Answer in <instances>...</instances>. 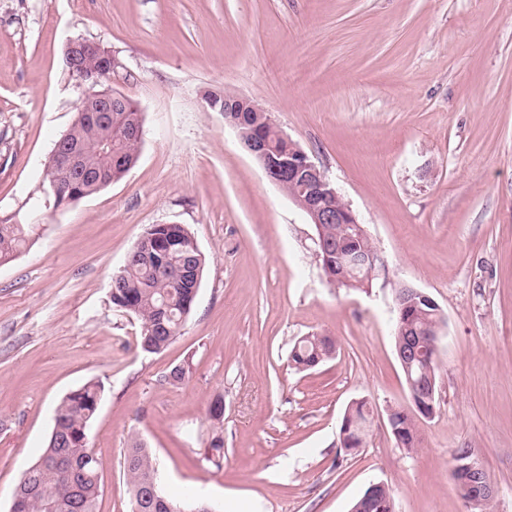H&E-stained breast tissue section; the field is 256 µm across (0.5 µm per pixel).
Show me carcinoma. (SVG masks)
Here are the masks:
<instances>
[{"label":"carcinoma","instance_id":"cac0c4a2","mask_svg":"<svg viewBox=\"0 0 512 512\" xmlns=\"http://www.w3.org/2000/svg\"><path fill=\"white\" fill-rule=\"evenodd\" d=\"M93 101L85 97L77 108L69 129L59 137L64 143L83 144L87 147L90 164H106L95 152L98 145L112 142V153H123L129 157L138 150L137 142L123 139L128 128L142 123V113L120 109L112 112V124L99 127L94 136H89L84 125L86 111ZM251 123L268 138L281 153H288V141L280 138L276 131L263 123H257L256 113L250 112ZM30 224H8L0 222V264L11 261L26 244L31 232ZM340 224L322 225L330 258L319 252L318 260L325 276L343 269L347 283L343 287L362 288L372 282L368 270L357 263L364 252L375 248L369 238H357L347 242L342 237ZM150 234L154 235L153 247L160 254L154 263L135 255L127 256L123 268L112 277L117 283L110 293L112 305L134 315L142 324L139 346L142 351L156 353L169 346L179 335L193 308L189 290L180 287L186 273L192 268L204 271L206 260L202 252L192 247L193 236L181 224H155ZM396 323L404 325L406 334L417 331L441 330L435 309L418 299L405 311H396ZM335 352V342L328 336L310 335L295 343L291 361L299 369L312 368ZM437 355L428 354V359L415 360L409 369V377L416 383L428 374L438 373ZM101 399V385L87 383L67 395L57 408L58 418L53 429L55 436L40 459L25 471L19 479L13 498L19 500V512H97L96 505L101 493V470L103 461L90 445L89 428L96 417ZM349 421L356 432L350 450L363 447L371 421L370 409L365 401H358L350 408ZM390 429L397 446L412 451L419 445L414 419L401 410L391 412ZM204 460L216 467L224 461V438L216 431L208 444ZM467 449L459 448L453 455V474L457 479V492L465 499L473 491L466 476L464 464L468 463ZM123 475L131 495V512H210L200 503L182 505L170 498L162 489L153 499L144 495L146 487L160 484L158 467L147 445L135 439L123 454ZM394 499L386 486L368 487L353 505L355 512H377L376 503Z\"/></svg>","mask_w":512,"mask_h":512}]
</instances>
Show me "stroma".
<instances>
[{"label": "stroma", "instance_id": "1", "mask_svg": "<svg viewBox=\"0 0 512 512\" xmlns=\"http://www.w3.org/2000/svg\"><path fill=\"white\" fill-rule=\"evenodd\" d=\"M72 39L116 56L105 86L143 127L123 179L57 208L45 167L88 93L64 66ZM222 91L335 185L385 260L371 286L328 282L307 216L210 108ZM0 220L34 227L0 265V512L89 382L103 389L99 512H131L120 462L134 435L167 495L217 512H350L374 483L396 512H472L452 477L460 448L491 477V512H512V0H0ZM155 224L184 225L206 267L180 336L148 354L110 289ZM404 285L447 322L412 453L387 426L414 409L394 342ZM311 334L336 352L296 370ZM219 393L217 468L203 454ZM362 399L373 421L350 454L339 427Z\"/></svg>", "mask_w": 512, "mask_h": 512}]
</instances>
